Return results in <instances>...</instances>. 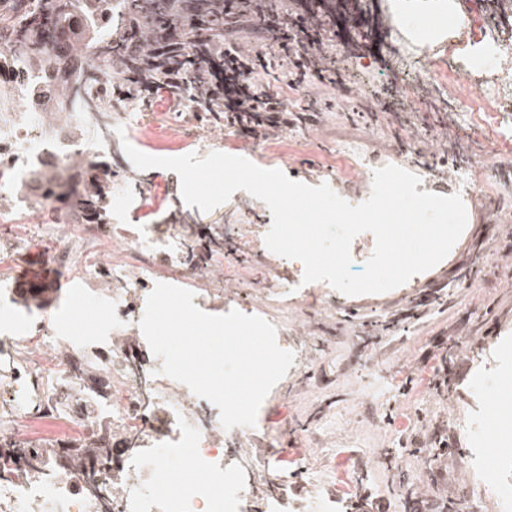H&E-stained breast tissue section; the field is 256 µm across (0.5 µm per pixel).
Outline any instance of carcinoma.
<instances>
[{
    "label": "carcinoma",
    "instance_id": "obj_1",
    "mask_svg": "<svg viewBox=\"0 0 512 512\" xmlns=\"http://www.w3.org/2000/svg\"><path fill=\"white\" fill-rule=\"evenodd\" d=\"M226 15L225 0H0V60L20 57L56 76L58 108L75 117L94 109L91 91L110 88L112 111L140 103L152 88L211 118L224 114V52L250 63L243 46L271 39L267 22L283 21V0H247ZM112 158L72 159L52 177L30 170L19 189L36 190L45 206L76 211L85 224L106 219L112 189ZM20 457L31 468L37 452L0 444V471ZM82 446L66 463L86 464Z\"/></svg>",
    "mask_w": 512,
    "mask_h": 512
}]
</instances>
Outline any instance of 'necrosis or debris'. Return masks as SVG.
Returning <instances> with one entry per match:
<instances>
[{
    "label": "necrosis or debris",
    "instance_id": "obj_1",
    "mask_svg": "<svg viewBox=\"0 0 512 512\" xmlns=\"http://www.w3.org/2000/svg\"><path fill=\"white\" fill-rule=\"evenodd\" d=\"M0 80L29 101L26 108L0 114V150L8 154V171L35 166L50 175L70 156L104 153V140L84 141L73 122L58 121L46 133L41 114L55 101L43 72L13 60L0 66ZM252 233V225L237 224L224 234L241 257L236 270L244 275L236 310L254 314L257 299L271 293L285 299L298 287L308 298L329 295L328 283L303 285V267L275 258ZM189 242L177 226L66 225L55 241V258L69 263L80 245L93 252L83 272L84 296L105 307L103 335L44 336L35 342L10 335L0 350V439L39 447L47 461L54 447L68 442L96 446L105 438L122 443L137 436L136 452L118 469L101 470L115 496L114 512H223L228 501L240 512L250 508L244 474L224 467V444L229 436L247 444L251 428L224 429L219 408L162 375L161 359L144 375L130 370L132 345L145 341L139 322L147 297L162 279L155 262L169 265L167 283L193 288L200 309H226V264L217 262L218 280L199 276L186 259ZM170 461L198 469V477L177 492L163 489L155 472ZM83 485V471L75 467L61 474L49 468L39 475L21 471L0 482V512H97Z\"/></svg>",
    "mask_w": 512,
    "mask_h": 512
}]
</instances>
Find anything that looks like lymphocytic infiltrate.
I'll return each mask as SVG.
<instances>
[{
  "instance_id": "f902f5d3",
  "label": "lymphocytic infiltrate",
  "mask_w": 512,
  "mask_h": 512,
  "mask_svg": "<svg viewBox=\"0 0 512 512\" xmlns=\"http://www.w3.org/2000/svg\"><path fill=\"white\" fill-rule=\"evenodd\" d=\"M342 34L327 21L315 18L308 11L305 0H288V33L277 43L254 46L249 54L251 64L242 67L238 54L224 57V122L242 138L258 140L270 131L283 130L296 125H313L317 122L319 108L309 103L299 110L288 109L279 92L266 87L261 97H253L250 83L268 73L271 58H278L288 67V84L296 87L318 80L336 87L344 100L357 97L354 87L342 79L336 60L321 56L326 44L336 43ZM464 339L460 336L434 337L428 349L434 364L428 386L437 395L448 390L449 351L458 350Z\"/></svg>"
}]
</instances>
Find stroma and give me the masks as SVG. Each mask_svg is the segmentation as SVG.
I'll return each mask as SVG.
<instances>
[{"label":"stroma","instance_id":"1","mask_svg":"<svg viewBox=\"0 0 512 512\" xmlns=\"http://www.w3.org/2000/svg\"><path fill=\"white\" fill-rule=\"evenodd\" d=\"M448 13H421L424 28L447 27L444 40L419 42L393 28L386 0H360L359 25L347 26V47L340 64L355 82L359 94L372 97L389 89L394 78L410 77L415 94L405 99L408 116L381 115L371 127L352 126V107L334 101L332 88L309 84L307 95L328 103L314 127L277 131L267 138L247 140L223 123L201 118L187 105L155 101L152 108L113 116L123 127V140L113 150L121 155L124 144L152 156H171L161 147L167 128L181 125L185 144L181 154L197 151L208 140L213 150L244 157L259 167L278 169L290 179L317 186L327 184L344 198L363 202L371 190L368 174L388 164L401 165L413 158L414 172L424 190L465 197L467 225L448 256L434 268L417 274L403 286L377 294L348 296L336 293L330 301L299 300L281 306L263 300L267 313L288 325V338L305 352L298 373L289 375L281 394L259 409L262 424L253 446L224 456L229 469L255 471L251 512H267L271 490L257 468L267 456H280L279 474L287 483L286 512H414V500L452 498L463 512H501L492 489L512 487V254L499 253L490 237L495 231L512 233V95L483 108L495 93L502 71L488 62L449 71L457 54L471 49L494 20L504 43L512 46V6L502 0H475L467 22H448L457 14V0H447ZM445 127L447 137L432 143L424 126ZM462 151L457 167L437 165L443 151ZM140 185L115 180L109 206L120 224H172L192 226L195 234L209 226L241 223L268 224L272 215L260 200L236 191L224 204L203 213L184 203L175 172L153 168L140 171ZM77 214L44 210L15 214L0 223V239L19 243L12 252L0 251V322L12 323L17 335L27 338L59 333L80 336L93 326V304L83 295L82 270L86 253L76 255L67 269H54L47 255L61 226L77 222ZM473 265L470 287L453 280L454 269ZM54 269L60 281L49 292L45 311L28 313L20 303L25 274ZM442 286L440 304L431 306L420 320L393 324L395 310L418 300L426 289ZM493 306L498 319L496 335L483 336L482 314ZM384 331L370 335L369 324ZM468 331L458 352L448 393L437 396L427 388L430 366L423 360L432 337ZM497 372L496 396L488 409L499 434L477 435L469 421L482 373ZM418 386L401 395L406 377ZM447 426L452 454L436 459L426 453L409 454V436L425 435L428 424Z\"/></svg>","mask_w":512,"mask_h":512}]
</instances>
